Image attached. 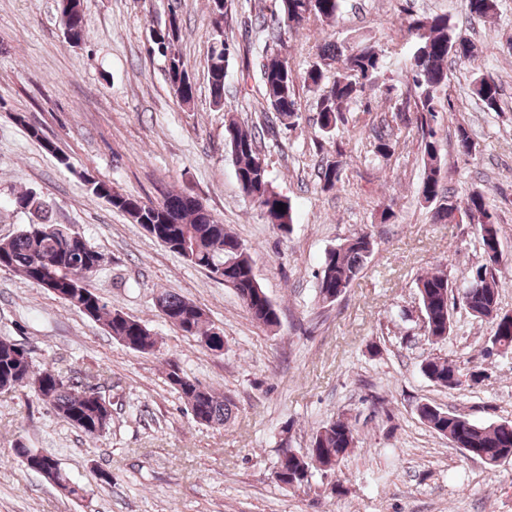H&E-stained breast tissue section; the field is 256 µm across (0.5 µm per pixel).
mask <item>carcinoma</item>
I'll return each mask as SVG.
<instances>
[{"instance_id": "1", "label": "carcinoma", "mask_w": 512, "mask_h": 512, "mask_svg": "<svg viewBox=\"0 0 512 512\" xmlns=\"http://www.w3.org/2000/svg\"><path fill=\"white\" fill-rule=\"evenodd\" d=\"M305 2L307 0H276L277 8L272 12L271 19L259 15L255 22L273 31L282 27L298 31L312 16L331 21L336 19L342 0H315L310 10L305 8ZM467 7L470 16L487 19L496 10V0H467ZM61 13L67 15L68 29L65 34L68 41H82L85 28L80 0H67ZM407 28L415 41L408 71L413 94L397 100L395 112L400 119L414 114L416 126L421 131L424 177L420 194L426 201L435 199L432 223L451 224L460 214L476 222L483 261L471 271L461 294V302L473 318L493 321L494 335L506 350L512 351V323H499L498 315L494 314L498 304L500 280L497 271L502 262V252L497 250L500 244L498 228L486 192L477 187L458 201L441 185L437 117L442 106L438 93L447 84L448 63L476 60L477 47L474 42L456 33L455 21L446 14H410ZM319 58L320 62L314 64L305 75V82L313 87L321 86L324 68L334 63L340 65L336 81L320 100V126L334 129L345 122L343 113L348 104L359 98L364 87L380 76L385 68V60L370 44L341 49L334 43H328L322 48ZM227 66L228 57L211 55L208 83L212 102L217 106L224 105ZM259 75L264 97L275 118L281 121L292 118L297 108L293 95L294 80L288 62L278 55H267L260 63ZM167 81L183 102L193 100L194 85L189 81L183 61L174 54L169 57ZM472 93L486 108H496L499 86L494 80L483 76L476 78ZM226 132L231 137L228 146L243 194L265 209L271 223L277 228L291 224V207L273 191L266 165L259 157L258 128L245 129L231 120ZM455 138L460 151L470 154L475 150L469 130L461 122L456 124ZM342 172L340 162L329 161L318 169V178L324 188L332 189L341 181ZM91 190L106 199L113 208L126 214L133 223L154 225L174 243L171 251L195 266L207 269L215 261L233 258L229 286L234 289L252 319L269 329L279 326V315L256 280L249 249L245 248L237 254L231 252L230 248L240 240L198 200H191L184 194L169 193L159 201L144 203L136 197L114 192L107 183L96 180L91 182ZM12 204L22 212L48 213L45 201L32 192L16 195ZM279 205L283 206V210H277ZM369 237L367 232L359 233L325 253L317 281V294L322 301H328L327 293L330 291L344 294L363 272L374 253V248L367 242ZM105 263V254L85 238L71 232L65 224H27L13 237L0 239V269L20 273L29 283L56 294L78 311L88 304L89 298H94L89 319L100 323L114 340L137 352L157 349V338L145 325L131 317L126 319L120 316L118 311L88 288L82 272H96ZM415 288L429 336L440 340L447 338L451 331L448 322L451 321L449 298L452 293V282L448 275L442 270L420 273L415 279ZM158 299L167 308L170 323L179 331L187 332L188 308L195 306V303L172 293H162ZM52 371V367L37 363L26 347L0 337V384L12 383L29 390L48 404L56 415L87 436L103 432L99 426L103 415L107 418L106 426H111L112 410L105 408L97 399L85 396V390L92 389L91 385L72 377L64 384ZM421 373L439 387L448 390L461 387L463 368L449 362L446 357L425 359L421 364ZM166 379L184 400L186 410L194 412L201 423L220 427L231 419L235 408L231 398L213 392L186 375H180V370L175 367L169 369ZM418 415L424 424L447 438L453 446L471 448L481 458L493 461L501 454L512 452V426L505 427L496 422L476 423L428 403L419 406ZM357 443L353 425L347 417L339 415L316 431L305 458H290L280 464L275 472V480L289 488L307 485L313 466L331 469L338 466ZM14 454L21 460H41L52 471L55 486L69 497H82V488L69 478L52 455L38 454L36 449L24 447L14 449Z\"/></svg>"}]
</instances>
